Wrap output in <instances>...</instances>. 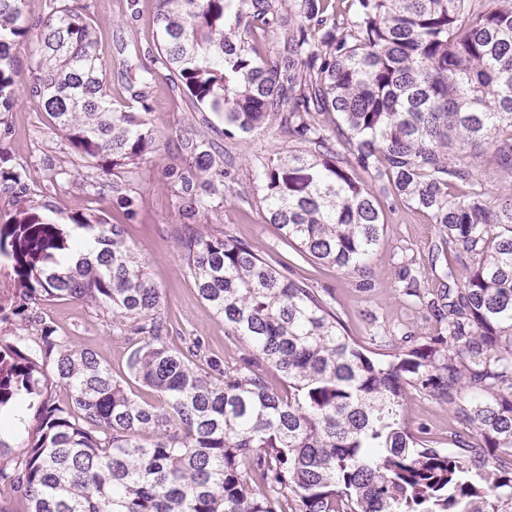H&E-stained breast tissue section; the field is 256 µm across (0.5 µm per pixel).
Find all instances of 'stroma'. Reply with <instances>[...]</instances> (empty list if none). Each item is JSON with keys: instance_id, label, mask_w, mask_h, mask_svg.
I'll return each instance as SVG.
<instances>
[{"instance_id": "obj_1", "label": "stroma", "mask_w": 512, "mask_h": 512, "mask_svg": "<svg viewBox=\"0 0 512 512\" xmlns=\"http://www.w3.org/2000/svg\"><path fill=\"white\" fill-rule=\"evenodd\" d=\"M102 36V82L113 100L125 96L122 62L126 44L150 47L155 31L152 15L155 0H139L130 10L129 0H85ZM149 118L158 130L156 154L131 175L127 185L138 198L133 216L112 205L111 176L99 175V187L86 192L79 174L80 160L65 137L49 123L37 100L21 97L14 111L0 118V151L10 163L27 171L28 195L42 206V214L56 224L70 223L74 212L91 209L109 223L126 227L127 238L144 263L146 272L163 296V310L178 336H198L209 354L225 366L239 365L248 351L224 333V320L198 295L181 259L178 246L184 218L182 189L165 170L181 166L185 155L174 129L213 144L216 161L228 170L231 191L199 214V232H225L248 241L275 266L292 265L295 275L317 288L335 293L336 311L350 335L376 353L406 347L413 340L434 335L438 324L419 302L403 298L404 276L416 278L425 288L437 289L448 281L462 283V267H448L433 260L432 249L440 243L437 225L402 203L385 200L386 231L363 275H347L336 267L300 259L276 225L268 223L261 198L264 189L255 178L261 162L287 152V138L257 131L247 139L226 138L223 114L198 111L165 76H158L149 92ZM67 169L66 189L52 180L54 170ZM42 310L60 334L72 337L82 347L94 350L112 369L123 375L130 343L112 328V316L78 301L46 302ZM404 414L410 428L438 447L448 445L453 418L447 406L417 395H408Z\"/></svg>"}]
</instances>
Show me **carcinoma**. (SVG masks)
I'll return each mask as SVG.
<instances>
[{
	"instance_id": "cac0c4a2",
	"label": "carcinoma",
	"mask_w": 512,
	"mask_h": 512,
	"mask_svg": "<svg viewBox=\"0 0 512 512\" xmlns=\"http://www.w3.org/2000/svg\"><path fill=\"white\" fill-rule=\"evenodd\" d=\"M0 0V115L18 102L13 49L42 43L27 93L72 152L130 173L155 152L148 114L161 71L224 134L276 130L297 143L255 169L269 223L303 259L363 274L392 196L442 230L437 254L468 270L461 286L404 295L444 327L375 360L332 294L279 270L249 243L189 230L179 241L200 297L248 347L226 369L199 336L170 344L160 289L122 224L88 209L80 245L30 200L0 222V296L34 335L0 339V411L36 409L35 435L0 463V512H509L512 507V0H156V54L133 43L127 97L103 90L98 32L82 0L29 19ZM278 36L268 46L270 35ZM171 169L191 220L224 197L226 171L203 142ZM0 189L26 173L0 156ZM113 206L137 198L119 179ZM75 300L112 314L133 341L140 401L92 350L61 336L40 305ZM288 380L271 387L268 369ZM62 385L67 398L44 397ZM445 404L460 431L434 448L404 420L408 393Z\"/></svg>"
}]
</instances>
